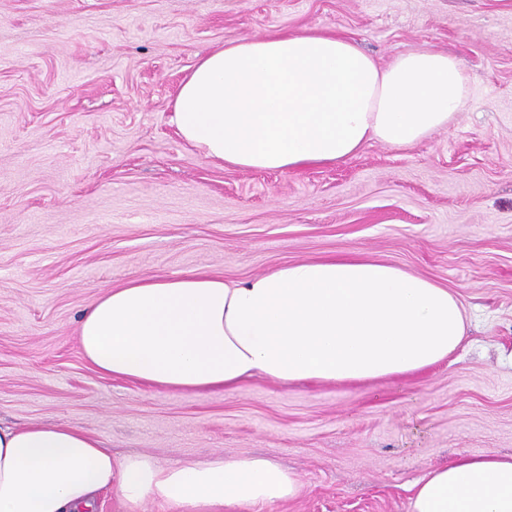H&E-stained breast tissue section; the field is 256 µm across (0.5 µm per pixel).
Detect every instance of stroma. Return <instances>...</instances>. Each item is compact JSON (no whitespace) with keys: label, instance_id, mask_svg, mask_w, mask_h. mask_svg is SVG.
Returning a JSON list of instances; mask_svg holds the SVG:
<instances>
[{"label":"stroma","instance_id":"obj_1","mask_svg":"<svg viewBox=\"0 0 512 512\" xmlns=\"http://www.w3.org/2000/svg\"><path fill=\"white\" fill-rule=\"evenodd\" d=\"M340 32L387 64L431 48L470 92L449 128L296 172L204 158L171 122L198 57L276 30ZM357 252L466 310L405 380L171 393L103 375L77 320L109 288L244 280ZM0 422L65 424L168 465L265 455L297 498L248 512H411L458 454L512 453V0H0Z\"/></svg>","mask_w":512,"mask_h":512}]
</instances>
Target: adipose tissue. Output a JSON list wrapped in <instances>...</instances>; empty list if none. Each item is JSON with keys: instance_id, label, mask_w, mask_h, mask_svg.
Here are the masks:
<instances>
[{"instance_id": "adipose-tissue-1", "label": "adipose tissue", "mask_w": 512, "mask_h": 512, "mask_svg": "<svg viewBox=\"0 0 512 512\" xmlns=\"http://www.w3.org/2000/svg\"><path fill=\"white\" fill-rule=\"evenodd\" d=\"M462 62L429 48L379 65L346 36L308 30L244 37L199 57L172 123L205 158L243 170L297 171L365 145L413 146L449 127L469 90ZM465 310L448 287L354 253L241 281L201 271L109 289L79 319L101 374L172 393L406 379L460 345ZM411 512H512V455H463L413 485ZM126 512H233L294 499L295 473L261 456L163 465L113 455L64 425L0 426V512H93L100 491Z\"/></svg>"}]
</instances>
